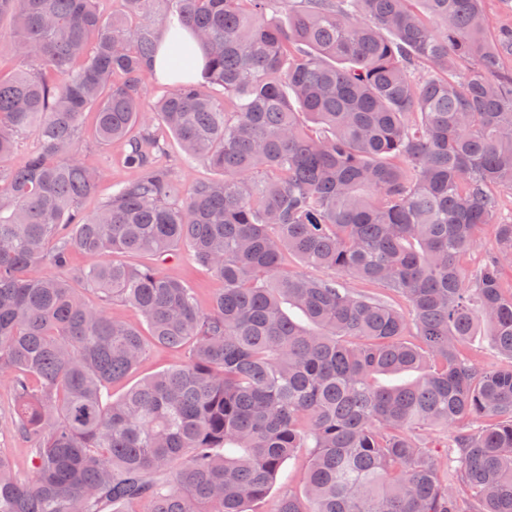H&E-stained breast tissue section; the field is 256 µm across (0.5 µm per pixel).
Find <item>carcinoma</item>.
Masks as SVG:
<instances>
[{"instance_id":"cac0c4a2","label":"carcinoma","mask_w":512,"mask_h":512,"mask_svg":"<svg viewBox=\"0 0 512 512\" xmlns=\"http://www.w3.org/2000/svg\"><path fill=\"white\" fill-rule=\"evenodd\" d=\"M96 2L0 0V53L26 61L0 77V376L34 469L23 480L0 456V512H250L300 448L305 496L275 512H465L417 438L429 427L452 430L470 512H512V218L496 220L512 27L488 40L484 0H122L112 17ZM176 22L202 78L148 104ZM86 112L134 172L92 216L80 204L99 175L74 157ZM159 125L219 178L182 192ZM30 129L39 149L9 165ZM484 224L497 250L469 276ZM183 243L223 283L207 312L184 282L107 259ZM73 250L90 263L71 275ZM290 256L405 298L422 342L386 301ZM45 261L60 273L27 274ZM475 336L511 362L475 367ZM151 344L186 360L113 397Z\"/></svg>"}]
</instances>
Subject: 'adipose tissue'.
<instances>
[{
  "instance_id": "obj_1",
  "label": "adipose tissue",
  "mask_w": 512,
  "mask_h": 512,
  "mask_svg": "<svg viewBox=\"0 0 512 512\" xmlns=\"http://www.w3.org/2000/svg\"><path fill=\"white\" fill-rule=\"evenodd\" d=\"M202 66V55L191 29L179 27L163 34L153 61L154 74L161 82L199 78Z\"/></svg>"
}]
</instances>
